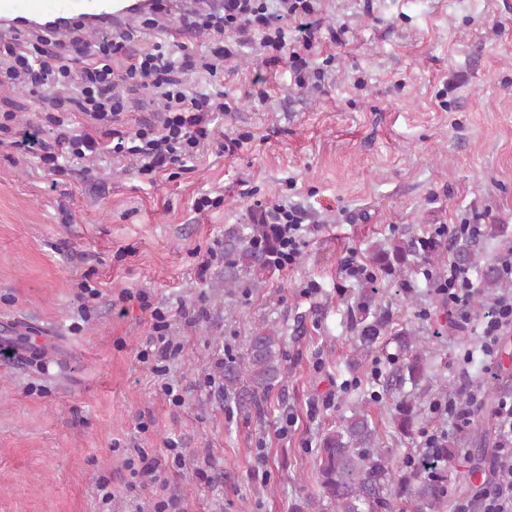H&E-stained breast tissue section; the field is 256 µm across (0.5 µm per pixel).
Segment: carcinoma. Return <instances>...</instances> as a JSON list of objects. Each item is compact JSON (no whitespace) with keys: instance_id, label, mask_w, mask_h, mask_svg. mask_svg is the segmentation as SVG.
Masks as SVG:
<instances>
[{"instance_id":"obj_1","label":"carcinoma","mask_w":512,"mask_h":512,"mask_svg":"<svg viewBox=\"0 0 512 512\" xmlns=\"http://www.w3.org/2000/svg\"><path fill=\"white\" fill-rule=\"evenodd\" d=\"M472 241L458 245L456 263L460 267L477 265ZM281 243L272 225L257 219L229 231L224 240V287L262 288L280 267ZM421 254L430 260L443 255V243L435 237L397 240L389 248H377L373 265L387 275L403 273L410 265L409 256ZM481 290L487 300L501 287L498 269L481 268ZM402 347L408 355L406 370L416 382L423 376L419 340L410 332L401 333ZM285 337L273 328L263 327L251 333L244 354L224 360V395L239 407L259 408L271 393L288 378L285 363ZM421 408L403 400L396 408L398 427L405 433L413 430ZM376 427L367 415L354 413L343 423L323 435L317 457L319 490L303 507L326 512H396L397 498L403 497L412 512H442L449 490L470 486L472 474L448 476L437 470L436 462L455 455L454 448H433L424 464L429 472L414 475L394 484L393 458L376 447Z\"/></svg>"}]
</instances>
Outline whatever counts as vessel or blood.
<instances>
[{
	"label": "vessel or blood",
	"mask_w": 512,
	"mask_h": 512,
	"mask_svg": "<svg viewBox=\"0 0 512 512\" xmlns=\"http://www.w3.org/2000/svg\"><path fill=\"white\" fill-rule=\"evenodd\" d=\"M134 14L127 0H0V34H12L20 21L59 17L87 20L92 28H119Z\"/></svg>",
	"instance_id": "1"
}]
</instances>
